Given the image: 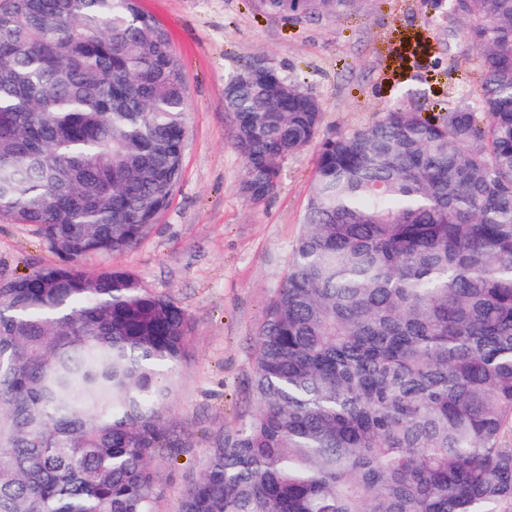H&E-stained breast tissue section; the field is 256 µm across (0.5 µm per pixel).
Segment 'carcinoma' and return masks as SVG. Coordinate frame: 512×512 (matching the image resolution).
Here are the masks:
<instances>
[{
  "label": "carcinoma",
  "instance_id": "carcinoma-1",
  "mask_svg": "<svg viewBox=\"0 0 512 512\" xmlns=\"http://www.w3.org/2000/svg\"><path fill=\"white\" fill-rule=\"evenodd\" d=\"M289 22L353 0H255ZM464 19L480 84L442 115L319 137L317 95L255 58L224 91L258 205L317 144L301 231L250 388L177 512H504L512 505V0ZM187 87L137 0L0 8V218L65 257L0 280V512H155L189 319L82 260L149 231L183 174Z\"/></svg>",
  "mask_w": 512,
  "mask_h": 512
}]
</instances>
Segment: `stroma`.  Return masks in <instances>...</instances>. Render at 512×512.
Returning a JSON list of instances; mask_svg holds the SVG:
<instances>
[{
    "mask_svg": "<svg viewBox=\"0 0 512 512\" xmlns=\"http://www.w3.org/2000/svg\"><path fill=\"white\" fill-rule=\"evenodd\" d=\"M168 31L188 89L183 176L148 234L122 254L92 255L96 272L131 271L172 297L191 322L190 356L165 414L192 447L163 448L151 464L162 488L156 512H175L211 434L256 409L248 379L264 310L292 259L309 193L315 150L284 164L259 205L238 191L242 165L224 112V87L252 55L323 102L321 132L350 133L381 119L406 93L447 108L475 85L481 59L454 13L423 0H355L331 18L291 24L266 17L253 0H139ZM33 227L0 218V279L59 262Z\"/></svg>",
    "mask_w": 512,
    "mask_h": 512,
    "instance_id": "stroma-1",
    "label": "stroma"
}]
</instances>
